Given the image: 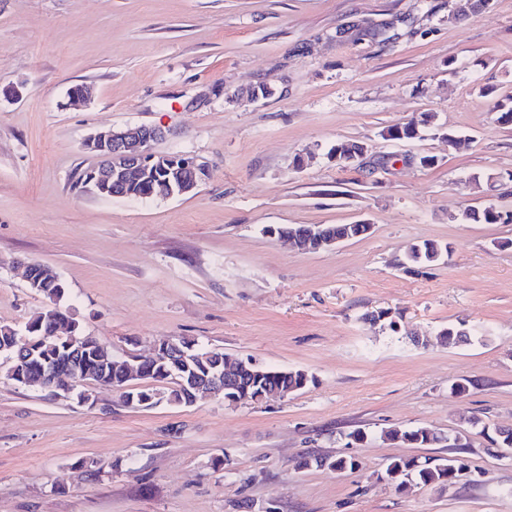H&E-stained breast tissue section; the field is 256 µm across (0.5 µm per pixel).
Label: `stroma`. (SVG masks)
<instances>
[{
    "instance_id": "stroma-1",
    "label": "stroma",
    "mask_w": 512,
    "mask_h": 512,
    "mask_svg": "<svg viewBox=\"0 0 512 512\" xmlns=\"http://www.w3.org/2000/svg\"><path fill=\"white\" fill-rule=\"evenodd\" d=\"M81 84L94 96L71 105ZM258 84L268 96L250 99ZM501 105L512 0L465 15L458 0H0V324L48 307L19 269L39 261L115 357L188 337L310 377L284 398L137 410L99 387L90 406L13 384L0 358V512H512V461L486 434L512 429V224L465 217L512 211ZM427 114L423 138L385 139ZM141 125L207 178L182 196L80 192L98 162L86 140ZM344 142L366 159L331 161ZM361 223L317 251L264 232ZM426 241L447 256L408 265ZM461 321L471 341L441 344ZM418 426L445 437L430 456L461 437L469 474L383 480L414 453L387 431ZM316 467H327L333 471L337 470H354L356 467V463L352 460V457H349V460L344 458L343 456L336 457L334 459L327 457H302L298 462V468L308 469L312 466Z\"/></svg>"
}]
</instances>
